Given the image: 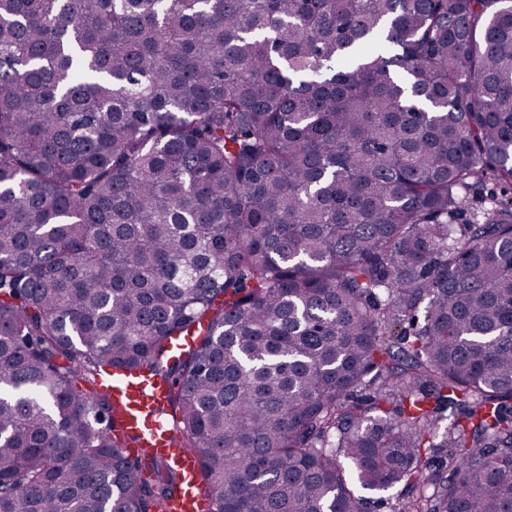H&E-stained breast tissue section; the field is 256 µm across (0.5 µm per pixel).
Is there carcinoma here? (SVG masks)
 <instances>
[{
  "instance_id": "1",
  "label": "carcinoma",
  "mask_w": 512,
  "mask_h": 512,
  "mask_svg": "<svg viewBox=\"0 0 512 512\" xmlns=\"http://www.w3.org/2000/svg\"><path fill=\"white\" fill-rule=\"evenodd\" d=\"M490 181L512 0H0V512L179 491L105 368L168 384L211 512H512ZM511 196L512 190L505 194L501 187L489 184L483 195L469 196L466 202L465 212L459 218V224H465L467 221L476 219L487 208H490L498 201L510 198Z\"/></svg>"
}]
</instances>
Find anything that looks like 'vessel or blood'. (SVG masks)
Segmentation results:
<instances>
[{
  "instance_id": "b4317fda",
  "label": "vessel or blood",
  "mask_w": 512,
  "mask_h": 512,
  "mask_svg": "<svg viewBox=\"0 0 512 512\" xmlns=\"http://www.w3.org/2000/svg\"><path fill=\"white\" fill-rule=\"evenodd\" d=\"M105 385L123 408V431L136 435L140 447L154 449L183 478L184 489L165 502L162 512H208L210 500L198 460L189 449L179 446L177 432L163 411L167 387L144 372L115 377Z\"/></svg>"
}]
</instances>
